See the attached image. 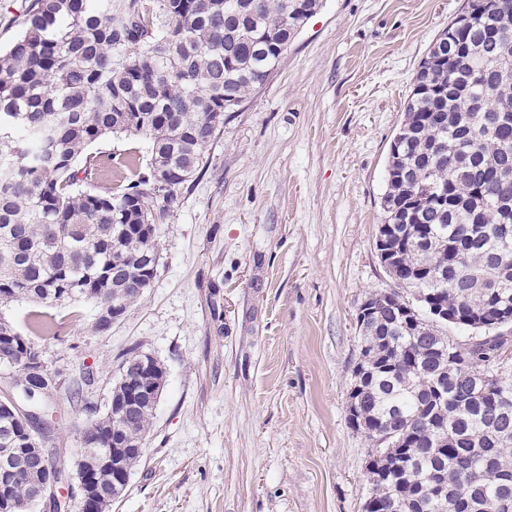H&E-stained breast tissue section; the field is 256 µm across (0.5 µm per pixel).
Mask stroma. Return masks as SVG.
<instances>
[{
	"mask_svg": "<svg viewBox=\"0 0 512 512\" xmlns=\"http://www.w3.org/2000/svg\"><path fill=\"white\" fill-rule=\"evenodd\" d=\"M465 0H321L268 81L224 115L159 226L156 276L104 333L55 308L39 340L66 388L49 445L72 464L124 355L166 384L112 512H363L370 441L349 423L357 313L393 288L376 250L390 143ZM94 383L69 396L84 372Z\"/></svg>",
	"mask_w": 512,
	"mask_h": 512,
	"instance_id": "stroma-1",
	"label": "stroma"
}]
</instances>
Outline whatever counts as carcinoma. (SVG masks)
Listing matches in <instances>:
<instances>
[{
	"mask_svg": "<svg viewBox=\"0 0 512 512\" xmlns=\"http://www.w3.org/2000/svg\"><path fill=\"white\" fill-rule=\"evenodd\" d=\"M320 0H37L0 52V306L28 301L30 335L0 319V351L38 349L54 331L45 309H127L158 266L157 223L206 164L224 113L269 79ZM388 157L385 220L402 237L375 294L359 347L372 353L359 416L372 445L364 512H512V384L481 370L512 340V0H466L429 47ZM147 143L145 169L100 183L112 158L87 153L111 136ZM167 169L157 191L152 171ZM478 335L461 344L427 306ZM131 351L110 400L156 359ZM154 407L119 419L112 405L85 428L83 456L121 434L144 447ZM29 438L0 404V448L34 465ZM436 483L444 497L423 490ZM38 485L15 476L0 510L30 512Z\"/></svg>",
	"mask_w": 512,
	"mask_h": 512,
	"instance_id": "1",
	"label": "carcinoma"
}]
</instances>
